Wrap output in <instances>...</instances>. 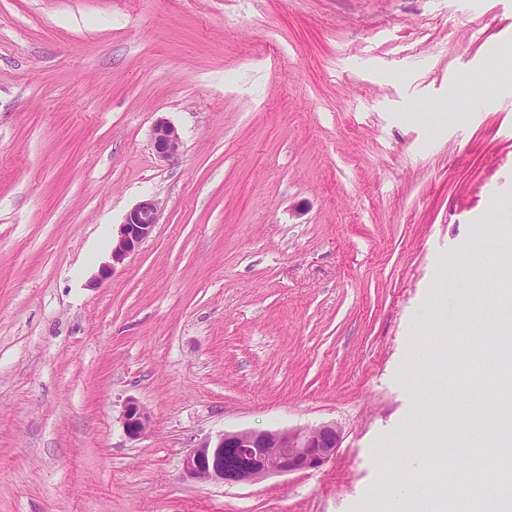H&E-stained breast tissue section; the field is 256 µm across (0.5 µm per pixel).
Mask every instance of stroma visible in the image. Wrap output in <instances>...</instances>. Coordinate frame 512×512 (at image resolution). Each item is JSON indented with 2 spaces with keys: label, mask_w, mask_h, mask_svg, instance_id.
<instances>
[{
  "label": "stroma",
  "mask_w": 512,
  "mask_h": 512,
  "mask_svg": "<svg viewBox=\"0 0 512 512\" xmlns=\"http://www.w3.org/2000/svg\"><path fill=\"white\" fill-rule=\"evenodd\" d=\"M511 41L512 0H0V512H387L411 448L410 512L512 500L489 433L414 434L426 391L511 405L465 341L512 325ZM330 421L318 471L183 474L206 437ZM152 145L157 159L161 162H168L177 156L181 139L174 126L168 121L160 119L153 128ZM158 221V204L153 198L144 199L136 204L126 214L123 224H120L118 235L112 240L111 262L101 266L98 280L110 278L115 266L122 264L150 237ZM121 421L125 433L135 439L146 431L149 425V415L138 401L130 399L124 407Z\"/></svg>",
  "instance_id": "35a3bbf8"
}]
</instances>
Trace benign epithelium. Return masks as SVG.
<instances>
[{
    "mask_svg": "<svg viewBox=\"0 0 512 512\" xmlns=\"http://www.w3.org/2000/svg\"><path fill=\"white\" fill-rule=\"evenodd\" d=\"M152 145L161 162L174 159L180 149L179 133L160 119L153 128ZM159 221L157 202L144 199L136 204L112 240L111 262L99 269L98 279L111 277L115 266L138 250ZM125 433L135 439L146 431L149 415L136 400L127 401L122 417ZM342 428L335 422L282 430H239L208 437L187 451L183 458L184 476L195 482L227 485L252 484L272 475L312 472L328 463L340 448ZM231 448L242 459L238 469L224 472V450Z\"/></svg>",
    "mask_w": 512,
    "mask_h": 512,
    "instance_id": "obj_1",
    "label": "benign epithelium"
}]
</instances>
